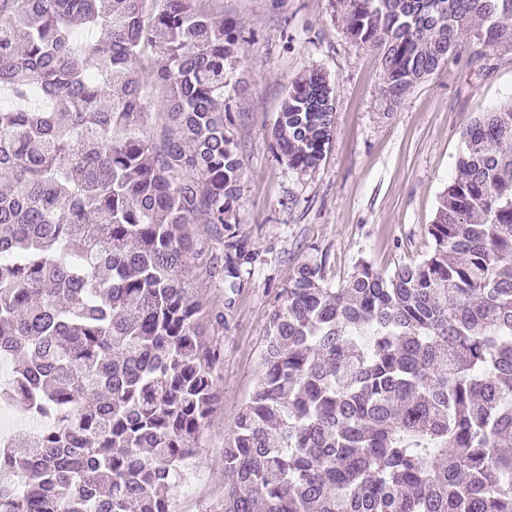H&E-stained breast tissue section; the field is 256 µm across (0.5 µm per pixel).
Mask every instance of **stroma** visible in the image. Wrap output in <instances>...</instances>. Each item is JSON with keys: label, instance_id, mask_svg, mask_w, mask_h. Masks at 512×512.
Listing matches in <instances>:
<instances>
[{"label": "stroma", "instance_id": "obj_1", "mask_svg": "<svg viewBox=\"0 0 512 512\" xmlns=\"http://www.w3.org/2000/svg\"><path fill=\"white\" fill-rule=\"evenodd\" d=\"M204 7L243 27L224 109L232 114L227 133L242 160L237 229L267 263L230 291L216 273L224 263L221 230L190 227L205 243L195 286L224 321L206 326L221 350L217 399L202 446L173 494L175 512H203L224 492V446L257 382L269 317L296 263L325 256L336 287L361 259L381 271L419 260L431 247L425 227L456 175L462 130L512 96V52L491 49L482 58L466 38L438 72L387 111L379 104L377 52L346 36L328 0H205ZM312 68L332 79L336 127L323 162L303 173L274 153L270 130L289 82Z\"/></svg>", "mask_w": 512, "mask_h": 512}]
</instances>
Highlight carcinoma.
<instances>
[{
  "instance_id": "1",
  "label": "carcinoma",
  "mask_w": 512,
  "mask_h": 512,
  "mask_svg": "<svg viewBox=\"0 0 512 512\" xmlns=\"http://www.w3.org/2000/svg\"><path fill=\"white\" fill-rule=\"evenodd\" d=\"M201 0H0V401L47 426L0 448V512H174L216 398L224 321L188 279L224 230L234 291L267 264L236 231L226 66L242 26ZM399 104L463 32L512 51V0H335ZM159 58L160 130L137 76ZM332 88L291 82L272 136L316 169ZM418 262H299L206 512H512V97L463 132Z\"/></svg>"
}]
</instances>
